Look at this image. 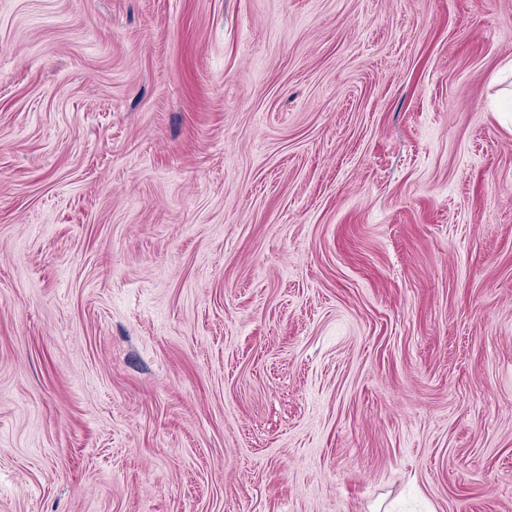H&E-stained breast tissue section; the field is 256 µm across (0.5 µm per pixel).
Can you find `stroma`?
Returning <instances> with one entry per match:
<instances>
[{
	"label": "stroma",
	"mask_w": 512,
	"mask_h": 512,
	"mask_svg": "<svg viewBox=\"0 0 512 512\" xmlns=\"http://www.w3.org/2000/svg\"><path fill=\"white\" fill-rule=\"evenodd\" d=\"M512 0H0V512H512Z\"/></svg>",
	"instance_id": "stroma-1"
}]
</instances>
